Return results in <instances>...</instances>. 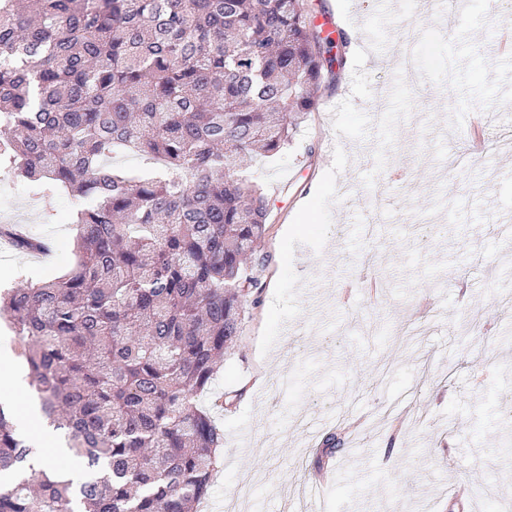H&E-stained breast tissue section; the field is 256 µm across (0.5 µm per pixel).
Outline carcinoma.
Returning <instances> with one entry per match:
<instances>
[{
	"label": "carcinoma",
	"mask_w": 512,
	"mask_h": 512,
	"mask_svg": "<svg viewBox=\"0 0 512 512\" xmlns=\"http://www.w3.org/2000/svg\"><path fill=\"white\" fill-rule=\"evenodd\" d=\"M332 45L304 0H0V168L83 200L75 266L0 292L83 477L41 467L0 404V512H190L208 494L224 433L197 398L261 304L269 202L243 166L289 144L344 67Z\"/></svg>",
	"instance_id": "cac0c4a2"
}]
</instances>
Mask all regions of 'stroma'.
<instances>
[{"label": "stroma", "instance_id": "1", "mask_svg": "<svg viewBox=\"0 0 512 512\" xmlns=\"http://www.w3.org/2000/svg\"><path fill=\"white\" fill-rule=\"evenodd\" d=\"M429 0H306L358 39L287 150L250 170L270 201L261 303L199 398L224 432L197 512H279L329 476L320 512H512V61L490 48L512 0H464L451 31ZM411 39L416 76L393 47ZM479 110L495 163L467 154ZM402 173L393 193L368 190ZM469 200L455 208L457 199ZM74 200L0 174V222L49 255L0 246V289L75 262ZM379 225L376 239L362 225ZM375 255L373 266L364 256ZM344 438L332 457L326 433ZM471 496L453 497L457 485Z\"/></svg>", "mask_w": 512, "mask_h": 512}]
</instances>
